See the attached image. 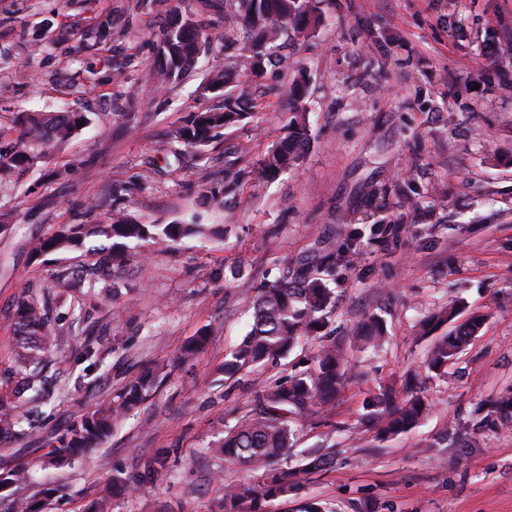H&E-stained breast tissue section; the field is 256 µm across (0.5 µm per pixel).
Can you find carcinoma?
<instances>
[{
  "instance_id": "1",
  "label": "carcinoma",
  "mask_w": 512,
  "mask_h": 512,
  "mask_svg": "<svg viewBox=\"0 0 512 512\" xmlns=\"http://www.w3.org/2000/svg\"><path fill=\"white\" fill-rule=\"evenodd\" d=\"M204 6L224 7V44L234 49V55L224 69L210 74L204 87L208 92L223 89V109L193 112L174 133L175 139L196 149L200 158L201 150L224 128L254 115L257 103L240 81L239 73L259 76L272 62L274 48L302 37L310 25L320 20L319 0H206ZM210 43L206 27L189 16L176 15L160 30L159 61L152 77L161 85L176 81L194 68L196 58ZM304 94V83L295 80L291 87L294 106L287 124L288 140L273 147L261 162L266 179L300 161L297 145L310 138L306 113L301 107ZM21 119L24 130L16 141L7 145L0 142V182L44 163V147L51 142L67 143L79 131L78 122L86 121V116L79 112H26ZM200 197L213 209L224 208L222 188L203 185ZM215 237H224V225L194 221L142 224L116 216L109 224H63L34 248L33 255L86 250L105 254L100 265L118 266L129 259L131 250L146 242L169 248L185 238ZM360 238L361 233L353 230L339 253L313 268L300 266L291 276L259 288L251 328L224 358L221 371L225 378L232 379L287 357L300 339L315 336L324 328L335 302L328 281L335 277L336 267L351 268L358 263ZM460 307L459 301H450L432 310L421 322L424 336L451 325L449 332L431 343L424 361L425 372L446 375L448 365L458 359L481 331L484 318L473 316L461 321ZM11 326L14 336L11 366L0 370L1 445L29 438L51 449L57 464L63 465L85 449L106 441L119 415L135 408L160 383L162 368L148 365L115 397L43 436L40 430L47 418L46 409L69 392L65 386H54L48 376L50 309L25 288L14 303ZM384 339L383 321L370 316L356 343L363 349H376ZM206 341L203 332L189 341L182 350V361L195 358ZM82 344L85 354L93 357L108 347L110 341L106 335L86 336ZM348 371L347 343L341 338H330L321 345L313 370L295 373L285 380L266 381L258 387L249 417L225 432L217 451L225 460L239 466L263 463L270 467V473L256 483L224 487V512H263L265 503L297 492L310 474L333 466V458L318 450L309 452L307 462L300 467L283 466L280 459L291 447L296 422L315 407L323 410L333 404ZM430 411L429 402L413 389L407 390L399 400L392 392L381 390L367 407L365 418L380 435L387 436L415 427ZM492 413L500 427L512 426V389L499 394ZM27 475L26 466L5 465L0 468V488L25 485ZM4 512H37V503L15 497L5 504Z\"/></svg>"
}]
</instances>
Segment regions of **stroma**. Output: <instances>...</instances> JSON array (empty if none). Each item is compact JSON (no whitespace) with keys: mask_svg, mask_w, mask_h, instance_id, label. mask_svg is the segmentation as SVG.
Wrapping results in <instances>:
<instances>
[{"mask_svg":"<svg viewBox=\"0 0 512 512\" xmlns=\"http://www.w3.org/2000/svg\"><path fill=\"white\" fill-rule=\"evenodd\" d=\"M208 24L209 52L167 88L149 76L157 32L173 12ZM308 37L281 46L254 81L257 113L224 130L197 157L171 132L190 113L221 107L202 92L224 66V22L201 0H0V131L21 112L65 107L89 122L45 163L0 185V370L11 363L10 313L21 287L72 314L85 333L111 344L86 358L59 336L51 372L70 390L43 423L51 431L135 378L142 365L167 375L122 416L111 437L70 466L48 449L0 462L28 464L26 496L43 512H222L226 485L257 481L218 454L224 433L249 414L257 384L313 368L319 338L302 340L278 364L237 379L220 371L247 333L257 289L279 279L284 259L340 248L361 233L356 267L331 282L336 308L325 335L351 337L380 315L388 337L354 349V376L333 407L297 424L289 463L324 448L329 471L267 512H512V430H481L479 408L512 388V0H321ZM104 42H96L101 27ZM303 78L310 143L299 165L259 176ZM181 153L180 165L163 160ZM225 186L214 211L196 191ZM386 189L385 198L371 188ZM120 212L145 224L198 216L224 224L221 238H186L176 249L145 245L114 274L117 295L83 294L67 273L93 268L74 251L33 256L62 224H106ZM463 318L486 316L482 334L426 380L433 406L417 428L385 437L362 420L380 388L403 391L428 340L419 322L448 299ZM208 331L206 351L180 362L187 341Z\"/></svg>","mask_w":512,"mask_h":512,"instance_id":"obj_1","label":"stroma"}]
</instances>
